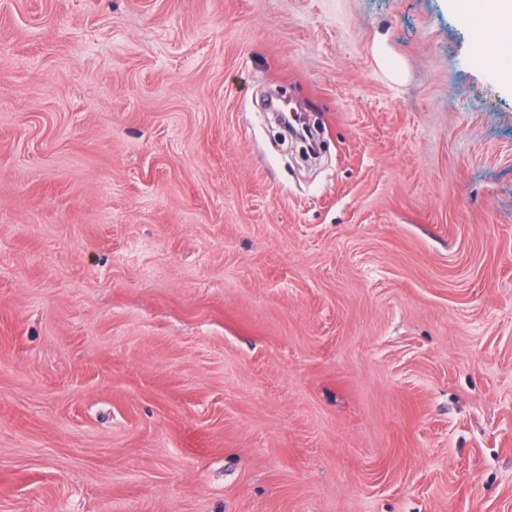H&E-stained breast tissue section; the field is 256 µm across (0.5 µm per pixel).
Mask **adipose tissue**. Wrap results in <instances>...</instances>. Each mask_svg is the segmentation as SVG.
<instances>
[{"label": "adipose tissue", "mask_w": 512, "mask_h": 512, "mask_svg": "<svg viewBox=\"0 0 512 512\" xmlns=\"http://www.w3.org/2000/svg\"><path fill=\"white\" fill-rule=\"evenodd\" d=\"M455 8L474 18L479 33L478 59L495 66L503 49L512 47V0H452Z\"/></svg>", "instance_id": "adipose-tissue-1"}]
</instances>
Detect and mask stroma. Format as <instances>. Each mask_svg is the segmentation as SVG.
<instances>
[{
  "label": "stroma",
  "mask_w": 512,
  "mask_h": 512,
  "mask_svg": "<svg viewBox=\"0 0 512 512\" xmlns=\"http://www.w3.org/2000/svg\"><path fill=\"white\" fill-rule=\"evenodd\" d=\"M0 512H512V89L449 0H0Z\"/></svg>",
  "instance_id": "35a3bbf8"
}]
</instances>
